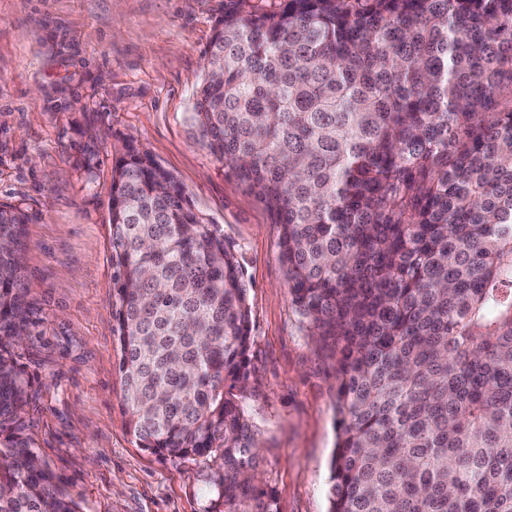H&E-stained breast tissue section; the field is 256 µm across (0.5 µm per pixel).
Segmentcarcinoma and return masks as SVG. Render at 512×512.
<instances>
[{
  "instance_id": "cac0c4a2",
  "label": "carcinoma",
  "mask_w": 512,
  "mask_h": 512,
  "mask_svg": "<svg viewBox=\"0 0 512 512\" xmlns=\"http://www.w3.org/2000/svg\"><path fill=\"white\" fill-rule=\"evenodd\" d=\"M204 56L192 120L336 359L329 512H512V0H228ZM29 221L0 205V512H79L24 436ZM110 224L129 430L246 512L242 268L131 142Z\"/></svg>"
}]
</instances>
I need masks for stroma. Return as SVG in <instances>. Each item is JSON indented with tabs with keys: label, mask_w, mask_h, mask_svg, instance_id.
<instances>
[{
	"label": "stroma",
	"mask_w": 512,
	"mask_h": 512,
	"mask_svg": "<svg viewBox=\"0 0 512 512\" xmlns=\"http://www.w3.org/2000/svg\"><path fill=\"white\" fill-rule=\"evenodd\" d=\"M225 0H0V204L27 212L35 379L22 413L80 512H212L211 472L140 448L112 333L115 147L136 142L219 225L250 313L238 401L277 512H328L336 359L290 301L275 214L203 145L193 102Z\"/></svg>",
	"instance_id": "obj_1"
}]
</instances>
